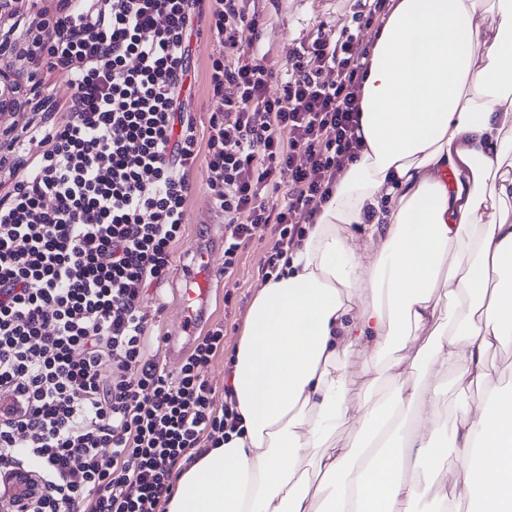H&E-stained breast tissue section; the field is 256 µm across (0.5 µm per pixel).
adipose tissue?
<instances>
[{"instance_id": "adipose-tissue-1", "label": "adipose tissue", "mask_w": 512, "mask_h": 512, "mask_svg": "<svg viewBox=\"0 0 512 512\" xmlns=\"http://www.w3.org/2000/svg\"><path fill=\"white\" fill-rule=\"evenodd\" d=\"M360 123V158L250 304L240 423L182 461L166 512H512V390L487 366L512 338V0H396ZM451 386L479 395L445 417Z\"/></svg>"}]
</instances>
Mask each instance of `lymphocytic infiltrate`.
<instances>
[{
	"label": "lymphocytic infiltrate",
	"instance_id": "f902f5d3",
	"mask_svg": "<svg viewBox=\"0 0 512 512\" xmlns=\"http://www.w3.org/2000/svg\"><path fill=\"white\" fill-rule=\"evenodd\" d=\"M383 8L355 0L335 41L296 49L272 98L260 16L246 0H83L74 11L58 0L43 53L74 89L66 118L49 127L32 112L31 139L11 140L13 162L0 157V465L37 461L38 512H160L178 463L235 429L232 403L217 405L205 374L223 326L169 375L148 355L144 296L174 272L200 156L224 213L225 276L257 225L277 235L265 275L300 245L363 149L370 62L354 46ZM200 16L224 48L209 73L216 108L203 143L182 97Z\"/></svg>",
	"mask_w": 512,
	"mask_h": 512
}]
</instances>
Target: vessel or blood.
Instances as JSON below:
<instances>
[{
  "mask_svg": "<svg viewBox=\"0 0 512 512\" xmlns=\"http://www.w3.org/2000/svg\"><path fill=\"white\" fill-rule=\"evenodd\" d=\"M220 246L194 249L189 265L182 269L185 286L181 293L183 318L180 325L165 336L163 343L169 358H181L192 344L198 329L206 322L211 292L213 258Z\"/></svg>",
  "mask_w": 512,
  "mask_h": 512,
  "instance_id": "obj_1",
  "label": "vessel or blood"
}]
</instances>
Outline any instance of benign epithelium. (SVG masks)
Wrapping results in <instances>:
<instances>
[{
  "instance_id": "7a95c632",
  "label": "benign epithelium",
  "mask_w": 512,
  "mask_h": 512,
  "mask_svg": "<svg viewBox=\"0 0 512 512\" xmlns=\"http://www.w3.org/2000/svg\"><path fill=\"white\" fill-rule=\"evenodd\" d=\"M46 37L42 34L19 52L11 41L0 36V119L22 111V97L40 93L39 70L25 68L19 61L23 55L39 59ZM40 495L34 469L0 471V512H36Z\"/></svg>"
}]
</instances>
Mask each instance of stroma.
Masks as SVG:
<instances>
[{
  "label": "stroma",
  "mask_w": 512,
  "mask_h": 512,
  "mask_svg": "<svg viewBox=\"0 0 512 512\" xmlns=\"http://www.w3.org/2000/svg\"><path fill=\"white\" fill-rule=\"evenodd\" d=\"M352 5L353 0H249V9L258 12L262 18L259 44L266 64L274 71H281L300 43L311 42L319 36L330 41L336 39L351 20ZM198 28L199 35L193 36L191 41L192 88L188 112L196 127L197 138L203 142L207 139L209 117L214 108L209 94L210 67L222 48L214 41L207 23H199ZM192 177L196 190L186 203L183 237L173 248V263L178 267L188 263L189 255L196 246L210 241L213 230L209 222L217 211L206 187L204 157H197ZM272 240L271 226L258 225L232 279L224 277L223 256H216L214 260L209 322L223 325L224 351L211 361L206 376L216 395L224 393V380L228 376L249 305L265 279L260 263ZM183 286L182 277L172 275L160 286L150 288L144 300L151 319V331L158 338L150 353L159 367L172 374L179 370L180 364L168 361L160 339L180 321Z\"/></svg>",
  "instance_id": "obj_1"
}]
</instances>
